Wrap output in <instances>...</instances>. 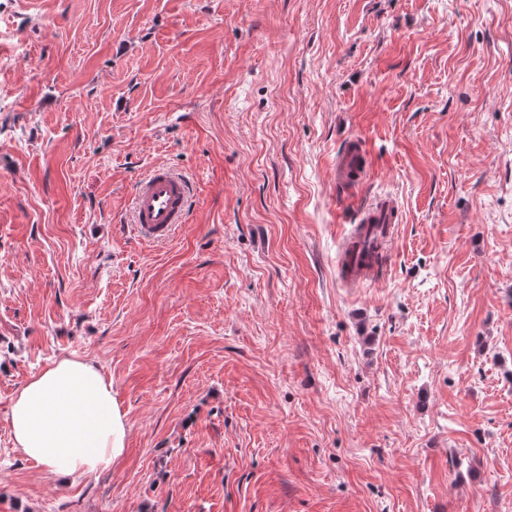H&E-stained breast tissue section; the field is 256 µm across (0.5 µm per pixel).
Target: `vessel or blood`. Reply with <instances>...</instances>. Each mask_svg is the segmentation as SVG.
<instances>
[{
	"instance_id": "obj_1",
	"label": "vessel or blood",
	"mask_w": 512,
	"mask_h": 512,
	"mask_svg": "<svg viewBox=\"0 0 512 512\" xmlns=\"http://www.w3.org/2000/svg\"><path fill=\"white\" fill-rule=\"evenodd\" d=\"M363 148L349 139L337 168V181L360 184L366 178ZM190 188L187 179L166 166L150 168L133 187V223L141 241L162 244L169 241L188 219ZM399 221V204L385 196L369 204L341 245L338 268L350 286L378 277L382 258Z\"/></svg>"
}]
</instances>
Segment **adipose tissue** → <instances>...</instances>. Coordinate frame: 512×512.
<instances>
[{
	"mask_svg": "<svg viewBox=\"0 0 512 512\" xmlns=\"http://www.w3.org/2000/svg\"><path fill=\"white\" fill-rule=\"evenodd\" d=\"M10 429L27 460L58 477L109 470L125 450L126 424L96 364L63 358L13 399Z\"/></svg>",
	"mask_w": 512,
	"mask_h": 512,
	"instance_id": "obj_1",
	"label": "adipose tissue"
}]
</instances>
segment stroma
Listing matches in <instances>:
<instances>
[{"label":"stroma","mask_w":512,"mask_h":512,"mask_svg":"<svg viewBox=\"0 0 512 512\" xmlns=\"http://www.w3.org/2000/svg\"><path fill=\"white\" fill-rule=\"evenodd\" d=\"M156 164L195 198L150 245ZM61 358L127 427L64 481L9 425ZM0 512H512V0H0ZM366 173L362 145L359 140L350 138L337 168V181L340 184L360 185ZM133 223L143 242L169 241L188 219V180L165 165L150 168L133 187ZM398 221L399 204L392 196L379 198L363 210L339 253L338 268L347 285L363 284L382 272L384 253Z\"/></svg>","instance_id":"obj_1"}]
</instances>
